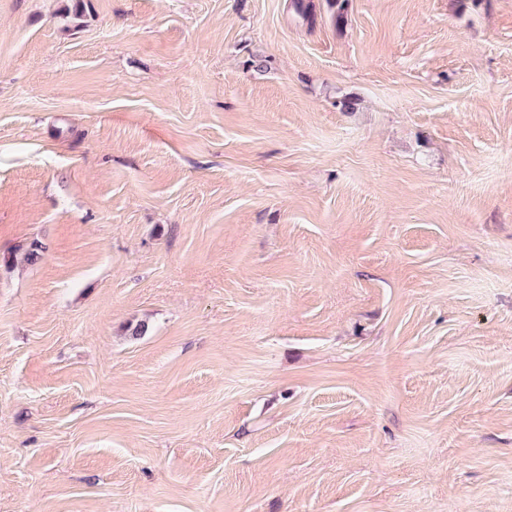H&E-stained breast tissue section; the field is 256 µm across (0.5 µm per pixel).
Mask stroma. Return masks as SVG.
Listing matches in <instances>:
<instances>
[{
	"label": "stroma",
	"instance_id": "35a3bbf8",
	"mask_svg": "<svg viewBox=\"0 0 512 512\" xmlns=\"http://www.w3.org/2000/svg\"><path fill=\"white\" fill-rule=\"evenodd\" d=\"M312 2L0 0V512H512V0Z\"/></svg>",
	"mask_w": 512,
	"mask_h": 512
}]
</instances>
